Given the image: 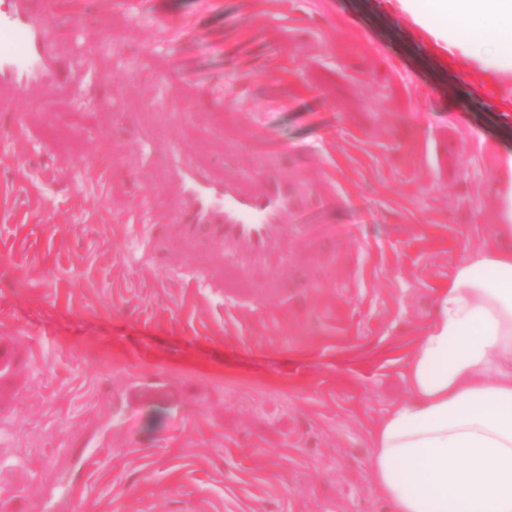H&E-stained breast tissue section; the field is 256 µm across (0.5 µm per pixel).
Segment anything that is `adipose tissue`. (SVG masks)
<instances>
[{
  "mask_svg": "<svg viewBox=\"0 0 512 512\" xmlns=\"http://www.w3.org/2000/svg\"><path fill=\"white\" fill-rule=\"evenodd\" d=\"M455 41L512 49V0H411ZM495 243L460 259L406 370L407 395L372 429L393 512H512V156L500 162Z\"/></svg>",
  "mask_w": 512,
  "mask_h": 512,
  "instance_id": "1",
  "label": "adipose tissue"
}]
</instances>
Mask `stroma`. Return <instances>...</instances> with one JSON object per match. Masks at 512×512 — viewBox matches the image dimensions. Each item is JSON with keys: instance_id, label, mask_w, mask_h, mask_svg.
<instances>
[{"instance_id": "obj_1", "label": "stroma", "mask_w": 512, "mask_h": 512, "mask_svg": "<svg viewBox=\"0 0 512 512\" xmlns=\"http://www.w3.org/2000/svg\"><path fill=\"white\" fill-rule=\"evenodd\" d=\"M398 0H68L61 50L110 53L93 109L57 98L22 133L0 116V503L45 512H391L371 432L407 394L406 365L455 262L491 235L512 153L478 103L427 60ZM139 63L126 75L123 58ZM224 173L268 152L284 177L335 181L289 240L282 291L226 307L197 270L242 285L174 228L136 247L115 222L154 169L125 148L101 199L81 161L145 124Z\"/></svg>"}]
</instances>
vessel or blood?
I'll return each mask as SVG.
<instances>
[{
    "instance_id": "b4317fda",
    "label": "vessel or blood",
    "mask_w": 512,
    "mask_h": 512,
    "mask_svg": "<svg viewBox=\"0 0 512 512\" xmlns=\"http://www.w3.org/2000/svg\"><path fill=\"white\" fill-rule=\"evenodd\" d=\"M53 0H6L0 9V115L22 127L28 103L24 91L32 84L48 98L89 95L100 77L85 53L62 56L54 35ZM428 56L446 65L458 85L476 97L499 126L512 127V71L487 66L442 47L421 35ZM131 139L141 159L158 174L157 189L177 185L170 206L157 208L152 195L132 203L120 220L138 231L142 246H150L160 225L176 227L189 241L208 239L233 247L256 263L266 261L286 239L295 215L315 208L310 188L278 174L268 155H257L254 165L236 177L224 175L222 156L191 159L176 134L156 139L132 129ZM87 170L102 189L112 185L113 156L92 153ZM265 169L257 178V169Z\"/></svg>"
}]
</instances>
